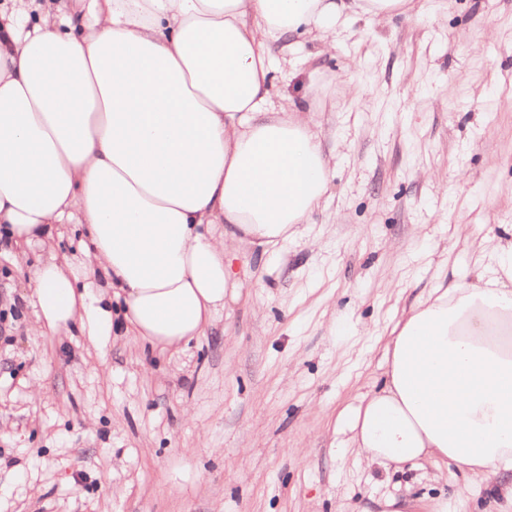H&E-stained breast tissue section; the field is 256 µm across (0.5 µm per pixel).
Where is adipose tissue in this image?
Instances as JSON below:
<instances>
[{
	"label": "adipose tissue",
	"mask_w": 512,
	"mask_h": 512,
	"mask_svg": "<svg viewBox=\"0 0 512 512\" xmlns=\"http://www.w3.org/2000/svg\"><path fill=\"white\" fill-rule=\"evenodd\" d=\"M414 0H0V224L29 246L82 226L88 265L49 255L35 316L108 336L90 271L135 335L162 350L199 336L242 282L243 249L279 254L325 196L318 87L274 106L275 57L336 46L350 16ZM475 282L434 289L392 329L382 386L338 422L367 461L453 462L496 475L512 508V247Z\"/></svg>",
	"instance_id": "adipose-tissue-1"
}]
</instances>
